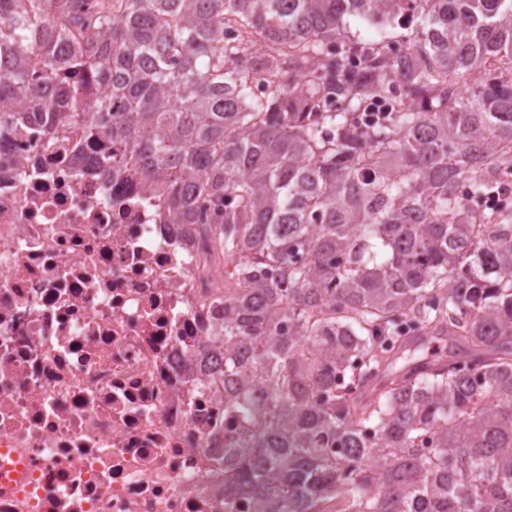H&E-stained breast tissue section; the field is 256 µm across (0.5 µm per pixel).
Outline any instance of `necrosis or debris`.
<instances>
[{"label": "necrosis or debris", "mask_w": 512, "mask_h": 512, "mask_svg": "<svg viewBox=\"0 0 512 512\" xmlns=\"http://www.w3.org/2000/svg\"><path fill=\"white\" fill-rule=\"evenodd\" d=\"M119 148L0 125V512H253L224 373L235 285Z\"/></svg>", "instance_id": "necrosis-or-debris-1"}]
</instances>
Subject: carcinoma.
<instances>
[{
    "label": "carcinoma",
    "mask_w": 512,
    "mask_h": 512,
    "mask_svg": "<svg viewBox=\"0 0 512 512\" xmlns=\"http://www.w3.org/2000/svg\"><path fill=\"white\" fill-rule=\"evenodd\" d=\"M4 46L0 120L124 144L104 172L179 224L212 208L256 512H512V206L458 193L512 186V0H0Z\"/></svg>",
    "instance_id": "carcinoma-1"
}]
</instances>
